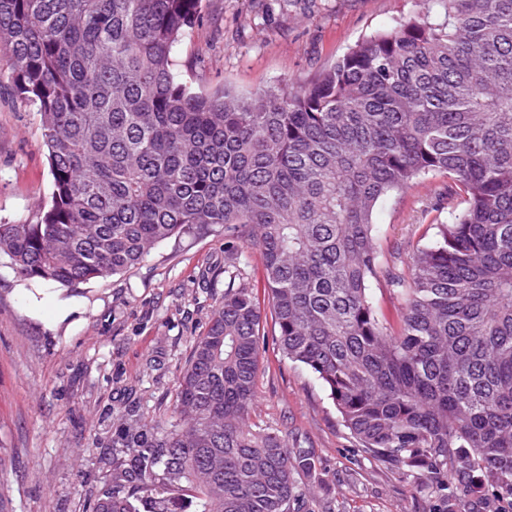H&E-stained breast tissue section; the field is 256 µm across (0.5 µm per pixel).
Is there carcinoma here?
Listing matches in <instances>:
<instances>
[{
  "label": "carcinoma",
  "instance_id": "cac0c4a2",
  "mask_svg": "<svg viewBox=\"0 0 512 512\" xmlns=\"http://www.w3.org/2000/svg\"><path fill=\"white\" fill-rule=\"evenodd\" d=\"M202 0H0L15 96L40 113L50 204L0 224L25 280L128 272L163 241L224 230V300L170 416L123 422L126 482L93 512H297L314 457L251 423L263 330L243 263L262 256L276 343L364 452L448 498V468L512 495V0H421L312 82L195 91L173 48ZM443 13L432 16V3ZM448 179V222L400 269L379 204ZM401 304L394 327L372 286Z\"/></svg>",
  "mask_w": 512,
  "mask_h": 512
}]
</instances>
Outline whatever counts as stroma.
Masks as SVG:
<instances>
[{"label": "stroma", "instance_id": "1", "mask_svg": "<svg viewBox=\"0 0 512 512\" xmlns=\"http://www.w3.org/2000/svg\"><path fill=\"white\" fill-rule=\"evenodd\" d=\"M415 0H203L204 20L173 52L202 93H249L281 79L300 86L364 36L416 16ZM0 54V224L34 221L50 202L41 117L13 96ZM446 179L381 203L384 252L425 244L447 210ZM224 236L198 231L154 246L127 273L72 288L20 278L0 255V512H91L122 481L127 454L112 445L123 415L166 414L195 340L224 298ZM72 311L59 319L57 307ZM253 423L315 453L301 478L310 512H436L406 468L365 453L313 377L284 359L265 323ZM458 512H512V497L452 476Z\"/></svg>", "mask_w": 512, "mask_h": 512}]
</instances>
